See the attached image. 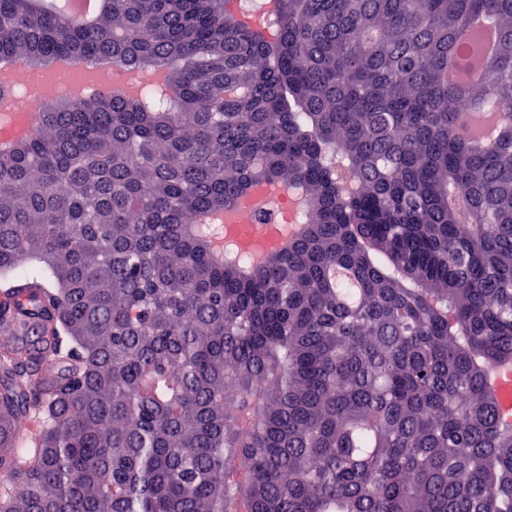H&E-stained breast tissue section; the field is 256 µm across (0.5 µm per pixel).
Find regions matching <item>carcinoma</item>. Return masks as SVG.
Instances as JSON below:
<instances>
[{"instance_id": "1", "label": "carcinoma", "mask_w": 512, "mask_h": 512, "mask_svg": "<svg viewBox=\"0 0 512 512\" xmlns=\"http://www.w3.org/2000/svg\"><path fill=\"white\" fill-rule=\"evenodd\" d=\"M277 25L0 0V61L167 70L0 147V512H512V0ZM262 183L305 218L255 262L207 222ZM45 6L53 11L76 15L82 21L93 19L100 10L101 0H44Z\"/></svg>"}]
</instances>
